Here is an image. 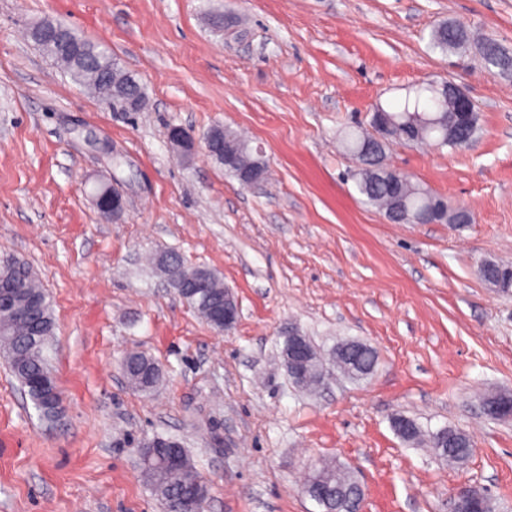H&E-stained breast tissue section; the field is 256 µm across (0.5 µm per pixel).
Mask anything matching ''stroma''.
<instances>
[{"label": "stroma", "mask_w": 512, "mask_h": 512, "mask_svg": "<svg viewBox=\"0 0 512 512\" xmlns=\"http://www.w3.org/2000/svg\"><path fill=\"white\" fill-rule=\"evenodd\" d=\"M60 19L137 74L142 112H115L28 39ZM464 21L512 50V0H0V257L27 261L54 309L63 413L43 419L0 358V512H165L139 449L186 448L207 512H320L313 459L348 467L362 512H448L462 487L512 512V420L480 400L512 391V290L477 274L512 264V79L477 50L431 51ZM450 81L475 104L472 146L390 142L387 163L467 208L469 224H394L367 204L345 129L414 86ZM244 133L269 166L247 188L168 130ZM111 154H103L101 142ZM123 197L101 218L95 184ZM173 250L217 272L240 306L215 331L149 262ZM322 353L354 339L376 368L295 387L286 326ZM160 366L130 386L128 353ZM473 444L451 466L403 441L395 417Z\"/></svg>", "instance_id": "35a3bbf8"}]
</instances>
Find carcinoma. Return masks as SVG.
Wrapping results in <instances>:
<instances>
[{
	"label": "carcinoma",
	"instance_id": "carcinoma-1",
	"mask_svg": "<svg viewBox=\"0 0 512 512\" xmlns=\"http://www.w3.org/2000/svg\"><path fill=\"white\" fill-rule=\"evenodd\" d=\"M56 41L58 48L45 50L46 56L63 66L66 74L77 85L87 89L100 102H106L104 85L112 81V73L127 74V70L112 57L101 44L80 35L68 24L58 22ZM431 49L443 54L465 52L471 46L470 32L457 30L453 23L443 21L430 34ZM479 51L485 65L504 75L512 74V53L491 38L479 42ZM388 121L381 133L377 147L364 145L370 134L353 129L344 133L342 144L346 152L358 162L352 174L358 193L365 201L384 211L388 220L399 224H412L418 214L428 211L430 221L446 224L448 201L432 193L409 175L397 180L390 174L385 163L386 147L392 140L412 144H430L438 148H458L456 141L448 138V97L438 83H428L412 89L394 107L378 106ZM226 137L235 143L236 162L230 163L214 157L212 161L224 168V172L240 179V170L259 169L265 161L259 152L241 134L226 127ZM478 276L493 286L508 291L512 289V266L489 263L477 269ZM13 286L20 298L38 296L41 304L23 320H16L6 311L0 310V354L7 359L14 376L20 381L44 418L56 410L47 403L36 388L38 381L52 376L49 362V340L54 335L55 318L46 291L40 286L32 266L13 257H0V280ZM208 295L198 296L184 293L182 298L196 310L215 330H224V317L215 313L214 302L224 301V281L215 272H210ZM357 349L349 353L333 351V358L348 368L354 367L360 374L370 375L377 364V354L359 341L353 342ZM323 368L322 358L313 352L303 375L292 378L297 386L306 390L318 389V376ZM124 369L130 383L142 388L159 377L158 364L150 357L136 353L128 356ZM398 435L406 442L425 443L433 453L451 464H464L472 453L470 437L454 427H444L432 433H424L417 423L407 417L394 421ZM149 464L142 466L143 473L155 493L165 502L167 512H189L196 499L208 493L204 479L196 471L191 459L181 447L177 449L181 467L174 479H169L163 461L168 456L166 448L149 449ZM324 488L314 497L324 512H350L360 507L361 492L355 477L334 460L322 462L315 479H306Z\"/></svg>",
	"mask_w": 512,
	"mask_h": 512
}]
</instances>
